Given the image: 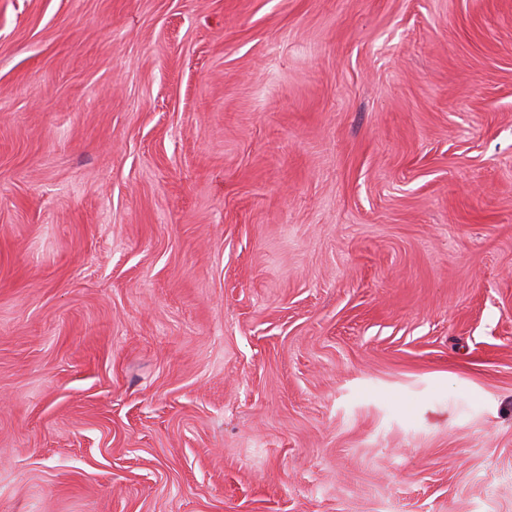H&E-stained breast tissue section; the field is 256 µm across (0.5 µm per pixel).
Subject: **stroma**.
Returning a JSON list of instances; mask_svg holds the SVG:
<instances>
[{
    "label": "stroma",
    "instance_id": "obj_1",
    "mask_svg": "<svg viewBox=\"0 0 512 512\" xmlns=\"http://www.w3.org/2000/svg\"><path fill=\"white\" fill-rule=\"evenodd\" d=\"M0 512H512V0H0Z\"/></svg>",
    "mask_w": 512,
    "mask_h": 512
}]
</instances>
